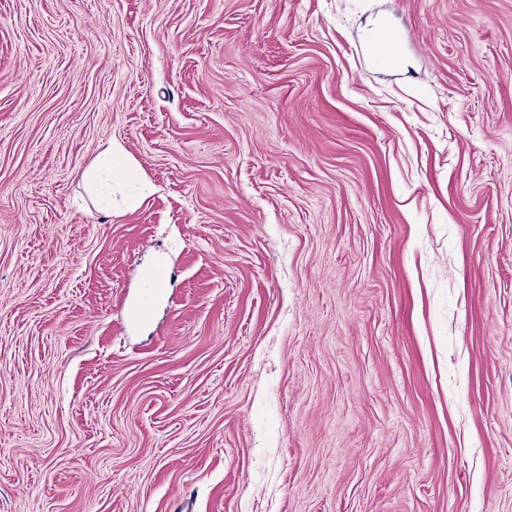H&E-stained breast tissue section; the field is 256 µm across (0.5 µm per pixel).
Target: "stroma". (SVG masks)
Segmentation results:
<instances>
[{
  "label": "stroma",
  "instance_id": "stroma-1",
  "mask_svg": "<svg viewBox=\"0 0 512 512\" xmlns=\"http://www.w3.org/2000/svg\"><path fill=\"white\" fill-rule=\"evenodd\" d=\"M0 512H512V0H0ZM131 171L132 166L124 148L112 141L102 151L97 164L84 171L81 178L106 207L112 208V180L126 178Z\"/></svg>",
  "mask_w": 512,
  "mask_h": 512
}]
</instances>
